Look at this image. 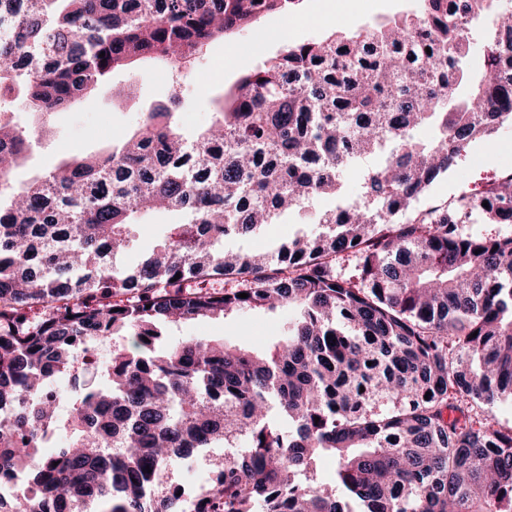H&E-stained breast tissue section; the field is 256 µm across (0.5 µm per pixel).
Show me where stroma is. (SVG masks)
Instances as JSON below:
<instances>
[{"mask_svg": "<svg viewBox=\"0 0 512 512\" xmlns=\"http://www.w3.org/2000/svg\"><path fill=\"white\" fill-rule=\"evenodd\" d=\"M410 0H300V13L310 21L303 27L287 29V15L273 14L261 19L229 39L214 42L195 63L191 74L174 78L159 62H138L116 73L88 97L70 109L53 114L33 145L26 167L15 173L16 181L52 169L63 158L76 152H97L108 147L122 133L133 131L143 113L168 102L173 87H180L178 106L180 128L191 137L205 125L219 102L227 101L238 80L267 58L283 49L285 43L299 42L334 31H350L372 18L386 19L403 11ZM499 141L492 146L470 145L455 174L434 183L429 194L420 199L418 208L447 203L454 196V177L462 175L478 181L512 166V159L501 152V141L512 142V126L501 129ZM174 214L155 212L143 219L136 229L132 248L117 258L119 266L135 267L162 237L166 224L175 222ZM305 212L293 209L283 213L276 223L260 234L225 239V249L237 252H269L291 237L310 231ZM291 310L272 313L243 312L224 318L201 319L172 324L164 329L165 340L204 338L242 344L264 350L288 331ZM220 449L203 450L191 461L165 471L159 490L179 485L195 491L209 486Z\"/></svg>", "mask_w": 512, "mask_h": 512, "instance_id": "stroma-1", "label": "stroma"}]
</instances>
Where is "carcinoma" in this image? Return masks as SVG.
Listing matches in <instances>:
<instances>
[{"label": "carcinoma", "mask_w": 512, "mask_h": 512, "mask_svg": "<svg viewBox=\"0 0 512 512\" xmlns=\"http://www.w3.org/2000/svg\"><path fill=\"white\" fill-rule=\"evenodd\" d=\"M296 2L0 0V100L49 116L136 61L178 70ZM507 13L416 0L294 42L194 137L175 95L19 185L36 131L0 109V483L23 473L33 488L0 512H512V428L485 410L512 399V170L414 210L471 142L512 125ZM370 158L355 199L311 208ZM292 208L322 232L263 256L216 250ZM159 210L184 219L117 266L136 216ZM476 211L499 229L466 232ZM282 308L298 317L268 354L162 341L170 322ZM119 336L137 349L96 361L87 383L75 352ZM201 448L224 449L219 480L191 503L159 495L160 474ZM325 456L332 480L309 479Z\"/></svg>", "instance_id": "carcinoma-1"}]
</instances>
